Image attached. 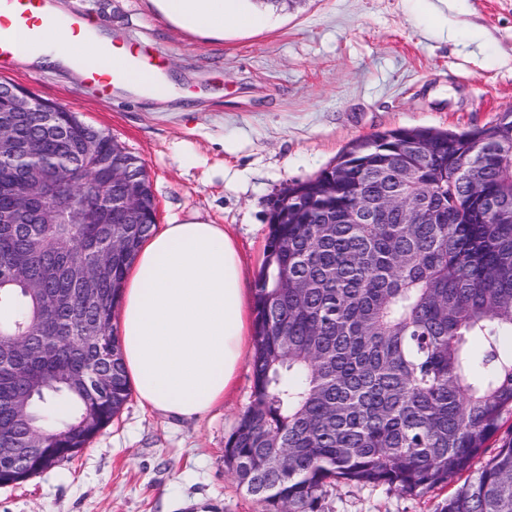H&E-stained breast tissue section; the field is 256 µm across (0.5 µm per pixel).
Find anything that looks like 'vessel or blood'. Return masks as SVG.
Instances as JSON below:
<instances>
[{"label": "vessel or blood", "instance_id": "1", "mask_svg": "<svg viewBox=\"0 0 512 512\" xmlns=\"http://www.w3.org/2000/svg\"><path fill=\"white\" fill-rule=\"evenodd\" d=\"M55 7L56 0H0V74L12 71L22 55L39 47L41 22ZM160 67L155 56L138 50L130 52L115 72L85 69L84 80L108 102L119 91L122 74Z\"/></svg>", "mask_w": 512, "mask_h": 512}]
</instances>
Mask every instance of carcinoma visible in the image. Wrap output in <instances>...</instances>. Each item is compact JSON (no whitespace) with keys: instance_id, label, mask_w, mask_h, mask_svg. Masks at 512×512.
Returning a JSON list of instances; mask_svg holds the SVG:
<instances>
[{"instance_id":"obj_1","label":"carcinoma","mask_w":512,"mask_h":512,"mask_svg":"<svg viewBox=\"0 0 512 512\" xmlns=\"http://www.w3.org/2000/svg\"><path fill=\"white\" fill-rule=\"evenodd\" d=\"M53 124L30 114L18 134L36 146ZM63 159L72 204L118 190L96 185L98 161L70 134ZM411 139H430L431 157L407 154L435 177L427 200L417 180L388 186L356 174L335 183L328 166L293 189L290 219L274 214L254 293L251 401L224 448L245 491L274 512H317L333 481L387 485L421 496L467 470L512 411V113L469 131L400 129L355 141L338 164L372 158L383 171ZM409 210L364 224L359 211L383 190ZM336 216L335 224L317 217ZM156 211L136 224H0V447L24 432L9 406L8 367L25 365L30 426L53 454L80 450L112 422L131 389L113 317L130 262L116 255L100 288L106 308L85 304L70 270L89 267L121 237L138 249L155 230ZM41 280L29 293L8 273ZM66 302L43 314L41 301ZM93 327L102 340L87 338ZM112 346V363L104 361ZM71 417L48 431L57 408ZM439 512H512V442L441 503Z\"/></svg>"}]
</instances>
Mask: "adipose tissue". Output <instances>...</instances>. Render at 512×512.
<instances>
[{
	"label": "adipose tissue",
	"instance_id": "adipose-tissue-1",
	"mask_svg": "<svg viewBox=\"0 0 512 512\" xmlns=\"http://www.w3.org/2000/svg\"><path fill=\"white\" fill-rule=\"evenodd\" d=\"M159 3L167 18L203 32L268 23L249 0ZM126 54L101 30L80 39L57 18L44 24L31 62L108 72ZM116 326L142 407L183 419L206 416L232 390L253 350L252 293L234 236L196 218L154 232L126 275Z\"/></svg>",
	"mask_w": 512,
	"mask_h": 512
}]
</instances>
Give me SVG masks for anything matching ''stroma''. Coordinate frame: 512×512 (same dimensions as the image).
Wrapping results in <instances>:
<instances>
[{"label": "stroma", "instance_id": "stroma-1", "mask_svg": "<svg viewBox=\"0 0 512 512\" xmlns=\"http://www.w3.org/2000/svg\"><path fill=\"white\" fill-rule=\"evenodd\" d=\"M261 29L213 35L165 19L156 0H58L115 44L162 58L177 95L102 102L73 71L17 62L7 81L109 132L144 165L157 221L229 226L257 278L268 215L288 185L353 141L398 128L461 132L512 110V0H281ZM252 369L200 419L130 398L74 457L0 485V512H269L224 463ZM420 497L384 485L326 487L318 512H436L462 485Z\"/></svg>", "mask_w": 512, "mask_h": 512}]
</instances>
